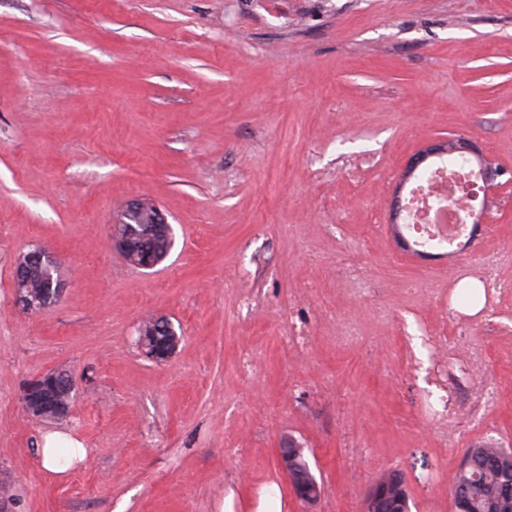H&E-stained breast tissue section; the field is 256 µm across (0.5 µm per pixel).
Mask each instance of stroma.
<instances>
[{
	"label": "stroma",
	"instance_id": "35a3bbf8",
	"mask_svg": "<svg viewBox=\"0 0 512 512\" xmlns=\"http://www.w3.org/2000/svg\"><path fill=\"white\" fill-rule=\"evenodd\" d=\"M448 136L512 171V0H0L9 512H257L272 486L282 512H361L394 470L411 512H454L466 449L512 446V302L454 306L464 276L512 287V181L467 251H403L402 169ZM137 198L174 230L150 271L112 248ZM33 244L66 287L31 315L13 272ZM155 315L182 332L163 363L137 344ZM60 370L70 414L31 417L23 384ZM52 430L88 450L60 478ZM286 436L315 505L277 465ZM301 444L293 437H283L280 440L279 448H277V464L288 477L291 489L295 495H298V499L306 505H313L321 497V486L318 480L312 476L310 470L300 477L295 486L291 485L292 471L296 469V460L304 448Z\"/></svg>",
	"mask_w": 512,
	"mask_h": 512
}]
</instances>
